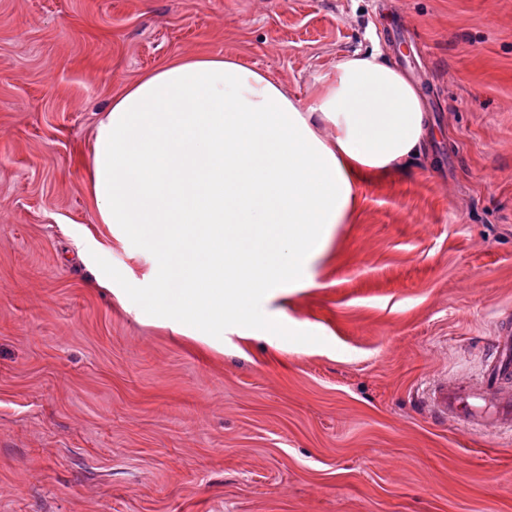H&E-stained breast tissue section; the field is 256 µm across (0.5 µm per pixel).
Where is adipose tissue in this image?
<instances>
[{
    "mask_svg": "<svg viewBox=\"0 0 512 512\" xmlns=\"http://www.w3.org/2000/svg\"><path fill=\"white\" fill-rule=\"evenodd\" d=\"M429 122L418 89L374 53L342 57L305 105L254 68L192 55L104 108L97 220L169 228L153 314L205 340L260 322L265 291L304 275L328 226L353 223L364 180L409 170Z\"/></svg>",
    "mask_w": 512,
    "mask_h": 512,
    "instance_id": "adipose-tissue-1",
    "label": "adipose tissue"
}]
</instances>
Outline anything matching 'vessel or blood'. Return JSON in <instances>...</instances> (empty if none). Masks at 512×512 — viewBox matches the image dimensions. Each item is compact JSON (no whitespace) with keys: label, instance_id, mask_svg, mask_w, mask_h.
<instances>
[{"label":"vessel or blood","instance_id":"b4317fda","mask_svg":"<svg viewBox=\"0 0 512 512\" xmlns=\"http://www.w3.org/2000/svg\"><path fill=\"white\" fill-rule=\"evenodd\" d=\"M487 378L488 386L477 389L434 384L426 392V401L436 413L470 429L511 424L512 394L500 391L499 386L512 381V335L505 333L498 339Z\"/></svg>","mask_w":512,"mask_h":512}]
</instances>
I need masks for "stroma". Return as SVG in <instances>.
Returning a JSON list of instances; mask_svg holds the SVG:
<instances>
[{
    "label": "stroma",
    "mask_w": 512,
    "mask_h": 512,
    "mask_svg": "<svg viewBox=\"0 0 512 512\" xmlns=\"http://www.w3.org/2000/svg\"><path fill=\"white\" fill-rule=\"evenodd\" d=\"M414 57L412 174L360 189L310 276L203 342L156 320V244L96 220L100 109L188 55L306 102ZM512 324V0H0V512H512V427L436 416Z\"/></svg>",
    "instance_id": "obj_1"
}]
</instances>
